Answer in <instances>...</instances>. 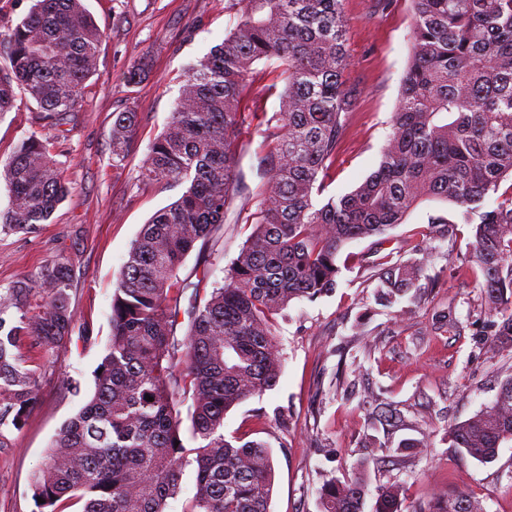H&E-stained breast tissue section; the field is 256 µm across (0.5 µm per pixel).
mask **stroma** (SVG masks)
Listing matches in <instances>:
<instances>
[{
	"label": "stroma",
	"instance_id": "1",
	"mask_svg": "<svg viewBox=\"0 0 512 512\" xmlns=\"http://www.w3.org/2000/svg\"><path fill=\"white\" fill-rule=\"evenodd\" d=\"M228 0H84L103 38L98 67L86 82L75 112L54 122L25 92L0 114V169L29 137L44 141L70 188L52 218L24 232L0 229V294L16 282L38 283L45 268L69 274L75 328L70 341L45 352L26 344L37 370L39 394L21 428L6 427L0 449V512H36L29 476L60 427L94 389V375L112 334V293L132 242L143 224L175 201L180 188L142 180L151 142L163 131L186 69L221 43ZM351 65L347 83L360 96L336 152L330 193L353 190L378 166L399 96L410 38L409 0H343ZM142 67L134 86L128 73ZM284 88L281 69L262 74L243 105L253 118L241 129L242 188L224 225L198 242L180 270L196 281L202 272L224 276L254 230L253 214L266 190L264 159L277 128L266 122ZM136 115V131L123 160L112 157L114 113ZM447 204L418 206L386 242L361 239L340 256L346 266L331 293L292 302L277 319L284 371L277 385L233 407L225 436L252 434L271 448L275 485L271 512H319V490L329 479L353 476L365 463L373 512L381 487L403 488L402 512H427L434 499L465 492L481 498L486 512H512V440L498 457L481 463L450 448L448 428L471 418L512 375V349L489 352L492 319L469 268L472 236L461 226L454 239L427 234V217ZM381 262L425 259L420 299L403 297L391 307L376 299ZM453 313L460 329L438 330L436 318ZM80 383L73 393L68 380ZM393 404L403 418L392 429L379 424L376 401ZM414 442L402 460L390 457L400 441Z\"/></svg>",
	"mask_w": 512,
	"mask_h": 512
}]
</instances>
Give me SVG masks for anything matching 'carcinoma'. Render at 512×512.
<instances>
[{"instance_id":"1","label":"carcinoma","mask_w":512,"mask_h":512,"mask_svg":"<svg viewBox=\"0 0 512 512\" xmlns=\"http://www.w3.org/2000/svg\"><path fill=\"white\" fill-rule=\"evenodd\" d=\"M343 0H231L222 42L191 64L164 131L143 160L142 178L185 190L142 226L112 294V336L95 390L65 422L31 476L38 512H166L186 467L193 495L182 512H270L275 481L262 440L224 436L234 406L272 389L283 371L274 326L291 302L336 288L338 255L351 241L381 237L425 201L452 213L430 215L429 233L452 238L470 227V263L498 317L491 350L512 347V0H410L411 40L391 133L378 167L355 189L328 194L336 151L356 107ZM10 70L0 73V112L20 86L58 118L74 111L95 73L101 34L82 0H35L9 30ZM287 66L288 86L269 118L282 130L267 156V189L254 233L220 281L179 271L196 244L221 224L238 184L240 110L255 64ZM135 113L112 121V155L125 156ZM10 204L0 224L27 231L47 222L67 197L45 143L25 140L3 171ZM419 261L378 269L384 307L422 288ZM44 305L27 309L33 287L0 295V428L22 425L36 402V371L22 352H48L70 338L68 274L45 270ZM192 290L184 334L177 318ZM182 368H177L178 363ZM152 400H145V396ZM186 406L181 412L180 406ZM189 427L183 428L182 415ZM451 447L480 463L512 439V375L495 400L449 430ZM363 474L326 481L320 512H363ZM374 512H402L398 487ZM432 512H483L460 493Z\"/></svg>"}]
</instances>
